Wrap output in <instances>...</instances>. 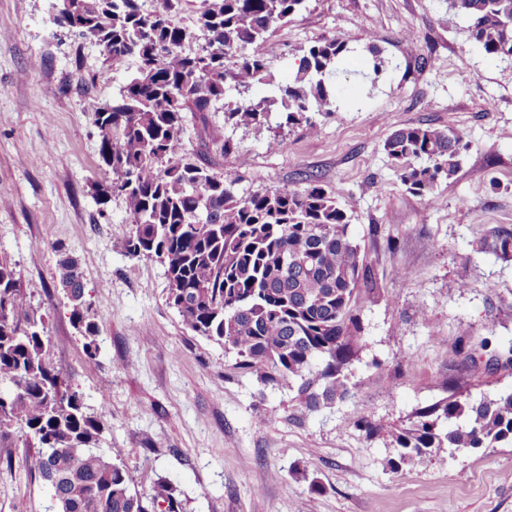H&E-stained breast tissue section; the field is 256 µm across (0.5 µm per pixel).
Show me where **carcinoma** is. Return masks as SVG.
<instances>
[{
  "instance_id": "1",
  "label": "carcinoma",
  "mask_w": 512,
  "mask_h": 512,
  "mask_svg": "<svg viewBox=\"0 0 512 512\" xmlns=\"http://www.w3.org/2000/svg\"><path fill=\"white\" fill-rule=\"evenodd\" d=\"M182 2L156 0L147 10L143 0H77L81 37L98 42L110 66L136 65L118 100L90 103L100 157L112 172L98 196L125 197L132 224L126 253L164 266L168 304L189 330L224 345L236 368L259 382L287 383L300 410L313 413L350 397L348 368L366 345L360 299L379 289L350 218L336 196L314 184L241 199L233 183L179 159V133L183 112H208L231 88L243 98L224 104V123L263 125L277 114L314 132L309 113L335 111L337 63L350 48L339 38L308 45L280 85L248 49L309 0H200L203 45L188 52L182 46L191 34L176 22ZM449 2L487 56H512V0ZM254 87L269 94L244 97ZM466 148L452 127L408 126L385 143L403 183L426 198L440 175H455ZM478 250L512 260V227L485 232ZM285 253L301 263L282 264ZM55 281L84 339V361L94 363L100 325L90 318L78 260L62 256ZM49 351L43 316L0 259V446H13V429L22 431L24 445L37 449L26 457L27 470L50 486L57 512H178L171 483L158 481L138 495L117 463L121 449L94 451L103 418L84 413L80 395L52 369ZM360 427L369 436L387 434L399 448L390 467L401 473L432 448L512 446V392L471 400L451 390L399 427L366 416Z\"/></svg>"
}]
</instances>
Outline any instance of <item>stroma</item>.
Here are the masks:
<instances>
[{
    "mask_svg": "<svg viewBox=\"0 0 512 512\" xmlns=\"http://www.w3.org/2000/svg\"><path fill=\"white\" fill-rule=\"evenodd\" d=\"M55 4L0 0V258L45 317L52 367L87 414L103 416L96 450L121 449L132 491L168 481L179 512H512V447L435 448L396 473L389 437L356 425L362 414L402 423L448 385L473 399L512 391V369H478L512 348V261L475 247L512 225V60L471 42L448 0H310L254 49L284 80L301 47L348 42L340 107L311 113L316 132L233 127L220 102L186 112L183 155L234 182L237 197L313 181L338 193L382 287L360 302L366 346L351 396L305 415L287 384H261L188 330L159 261L126 256L124 197L97 202L104 166L90 104L117 98L136 68L110 67L95 40L57 26ZM372 45L391 61L373 85L362 80ZM405 126H450L469 143L427 201L384 149ZM373 224L384 227L375 238ZM65 253L101 326L92 365L55 286ZM461 343L473 363L456 360ZM30 453L20 441L0 447V512H56L50 487L26 470Z\"/></svg>",
    "mask_w": 512,
    "mask_h": 512,
    "instance_id": "35a3bbf8",
    "label": "stroma"
}]
</instances>
